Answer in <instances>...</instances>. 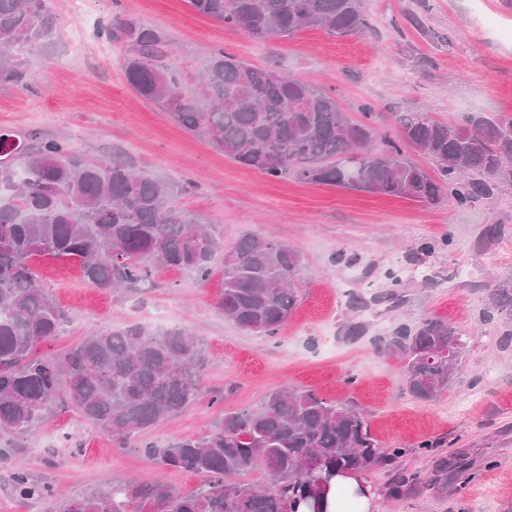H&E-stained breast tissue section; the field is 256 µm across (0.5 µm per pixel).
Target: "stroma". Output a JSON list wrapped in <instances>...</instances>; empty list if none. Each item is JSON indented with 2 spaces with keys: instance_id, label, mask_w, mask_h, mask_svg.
I'll return each mask as SVG.
<instances>
[{
  "instance_id": "stroma-1",
  "label": "stroma",
  "mask_w": 512,
  "mask_h": 512,
  "mask_svg": "<svg viewBox=\"0 0 512 512\" xmlns=\"http://www.w3.org/2000/svg\"><path fill=\"white\" fill-rule=\"evenodd\" d=\"M60 31L27 56L26 87L0 85V130L69 142L89 155L120 150L139 170L174 186V203L216 228L225 245L246 233L294 247L302 257L297 306L272 338L240 330L218 307L222 272L158 271L145 282L102 290L77 262L36 256L31 267L64 309L59 336L39 344L55 356L89 332L132 322L191 328L199 337L207 390L185 412L164 419L125 448L91 428L66 398L26 440L18 464L67 493L150 476L173 489L198 475L163 467L143 453L210 429L228 409H253L274 389L315 390L361 411L384 448H401L397 466L419 482L392 497L390 472H366L374 512H512V342L489 318V281L512 278V182L460 208L401 197L275 180L224 156L126 83L125 49L98 35L112 15L163 30L171 64L188 77L216 49L274 68L336 95L351 119L372 109L381 131L401 112L442 121L469 112L512 113V9L502 0H365L373 26L334 36L305 29L257 41L200 15L187 0H50ZM88 42V53L73 51ZM493 224L501 231L486 238ZM448 321L470 338L452 384L433 401L406 389L398 359L379 348L420 318ZM219 402H212V395ZM432 452H422V444ZM474 474L467 486L437 478L438 458Z\"/></svg>"
}]
</instances>
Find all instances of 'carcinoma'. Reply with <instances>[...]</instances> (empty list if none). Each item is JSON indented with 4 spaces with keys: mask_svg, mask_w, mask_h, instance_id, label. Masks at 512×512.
Listing matches in <instances>:
<instances>
[{
    "mask_svg": "<svg viewBox=\"0 0 512 512\" xmlns=\"http://www.w3.org/2000/svg\"><path fill=\"white\" fill-rule=\"evenodd\" d=\"M199 14L265 41L303 29L365 32L363 0H188ZM49 0H0V84L28 82L25 56L53 42ZM98 35L126 49V82L172 119L240 165L272 179L333 186L429 204L466 207L512 181V114H466L455 125L428 112L395 118L381 134L346 117L320 87L258 68L223 50L201 75L183 79L170 64L166 35L129 17L101 21ZM431 159L432 177L404 147ZM362 154L357 172L345 157ZM34 256L75 260L86 280L112 289L157 270L191 272L206 283L221 260L218 306L238 328L272 337L297 305L302 258L278 241L247 233L224 248L212 226L173 202L171 190L121 154L90 159L57 139L20 147L0 132V460L22 454L64 391L86 423L120 448L202 395L198 337L184 327L154 332L141 323L101 329L54 357L37 345L59 335L63 309L29 267ZM491 310L512 321V279L495 281ZM466 349L465 333L427 317L401 327L382 347L403 361L409 391L423 400L448 388ZM163 466L201 483L180 493L150 477L63 496L22 466L15 496L46 502L51 512H327L333 478L390 466L404 448L381 449L365 416L312 390L279 388L255 409L230 410L210 430L165 447L144 448ZM259 466L274 476L253 488L235 477Z\"/></svg>",
    "mask_w": 512,
    "mask_h": 512,
    "instance_id": "1",
    "label": "carcinoma"
}]
</instances>
